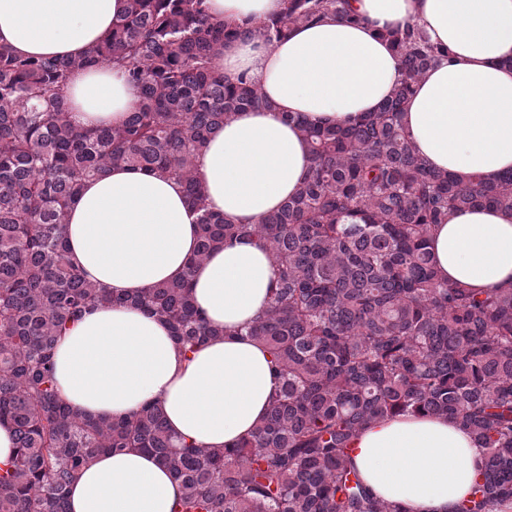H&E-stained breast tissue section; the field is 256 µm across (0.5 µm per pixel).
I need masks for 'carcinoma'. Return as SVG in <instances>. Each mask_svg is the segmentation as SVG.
I'll use <instances>...</instances> for the list:
<instances>
[{"mask_svg":"<svg viewBox=\"0 0 512 512\" xmlns=\"http://www.w3.org/2000/svg\"><path fill=\"white\" fill-rule=\"evenodd\" d=\"M334 15L348 0H284L257 26L214 23L205 0H128L84 57L31 59L0 45V422L16 455L0 468V512H69L67 490L103 452L160 457L182 488L177 512H402L373 495L351 457L368 424L399 415L455 420L484 450L458 512L512 504V291L480 295L441 278L429 251L453 211H512V171L462 183L416 151L401 115L419 79L449 57L408 24L384 33L402 78L374 112L319 125L284 113L311 168L260 224L212 213L193 157L238 113L268 105L216 68L225 43H267ZM113 66L137 89L123 124L79 128L64 91L76 68ZM114 164L167 172L198 214L183 276L137 296L97 288L68 260V208ZM243 237L278 269L268 309L243 326L269 350L280 388L253 434L224 448L176 445L162 411L74 412L54 374L58 337L90 306H134L166 321L184 352L225 336L198 312L193 265Z\"/></svg>","mask_w":512,"mask_h":512,"instance_id":"1","label":"carcinoma"}]
</instances>
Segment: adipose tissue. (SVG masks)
I'll return each instance as SVG.
<instances>
[{
	"label": "adipose tissue",
	"mask_w": 512,
	"mask_h": 512,
	"mask_svg": "<svg viewBox=\"0 0 512 512\" xmlns=\"http://www.w3.org/2000/svg\"><path fill=\"white\" fill-rule=\"evenodd\" d=\"M213 21L260 22L282 0H207ZM358 22L330 17L294 27L274 45L260 36L220 49L231 79L260 86L265 107L226 123L193 158L210 209L256 224L292 196L311 156L282 115L344 123L373 112L401 78L380 33L416 24L451 58L431 67L402 116L419 154L435 169L488 179L512 170V0H349ZM127 0H0V44L23 55L78 59L125 12ZM79 127L116 126L137 100L111 67L75 70L67 91ZM197 215L182 183L115 165L86 182L70 206L66 237L74 266L98 287L139 294L182 276L195 254ZM431 251L442 277L479 292L512 288V212L476 208L435 227ZM277 269L247 237L197 264L193 295L224 338L179 354L167 325L130 306L95 307L59 337L55 376L63 400L95 417L159 407L175 442L206 448L249 435L279 383L271 357L238 327L261 314ZM353 462L374 494L403 512H457L483 452L443 417L400 416L367 426ZM178 481L137 449L98 455L68 495L71 512H173Z\"/></svg>",
	"instance_id": "adipose-tissue-1"
}]
</instances>
